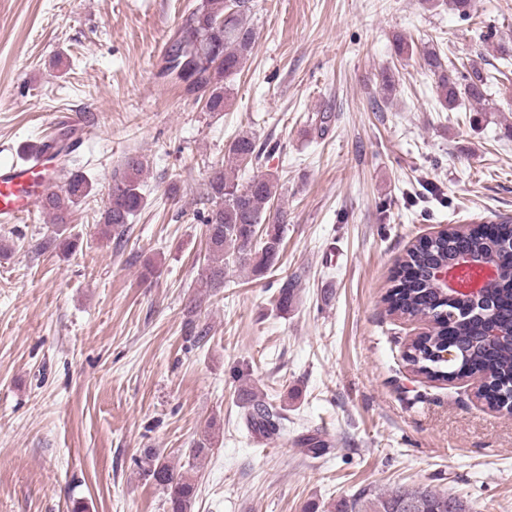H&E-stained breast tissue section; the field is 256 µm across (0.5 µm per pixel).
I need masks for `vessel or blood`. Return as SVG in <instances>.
I'll list each match as a JSON object with an SVG mask.
<instances>
[{
    "instance_id": "b4317fda",
    "label": "vessel or blood",
    "mask_w": 512,
    "mask_h": 512,
    "mask_svg": "<svg viewBox=\"0 0 512 512\" xmlns=\"http://www.w3.org/2000/svg\"><path fill=\"white\" fill-rule=\"evenodd\" d=\"M59 173L49 152L41 150L23 164L0 163V222L12 223L31 213Z\"/></svg>"
}]
</instances>
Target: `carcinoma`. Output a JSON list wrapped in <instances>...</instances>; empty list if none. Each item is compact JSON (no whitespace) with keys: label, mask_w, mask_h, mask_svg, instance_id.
Instances as JSON below:
<instances>
[{"label":"carcinoma","mask_w":512,"mask_h":512,"mask_svg":"<svg viewBox=\"0 0 512 512\" xmlns=\"http://www.w3.org/2000/svg\"><path fill=\"white\" fill-rule=\"evenodd\" d=\"M251 10L252 0H199L168 40V50L176 42L203 57L204 64L196 70V80L192 86L183 87V91L206 98L209 112L224 111L229 96L227 82L252 53L255 31L247 22ZM497 52L506 70L496 67L490 72L473 59L460 58L454 62L434 47L424 49V66L437 77V99L443 109L451 112L467 103L475 112L487 111L492 88L512 73L507 70L512 65V45L500 44ZM66 136L61 131L44 144L46 149L55 150L53 157L63 156V171L76 166L69 153L62 152ZM264 148L256 137L243 133L232 141L224 159L211 166L207 184L210 206L200 215L208 253V263L198 278L202 297L211 289L224 286V265L228 258L254 276L264 275L278 262L285 214L281 210L270 212L271 201L278 191L277 177L267 173L246 184L236 182L234 177L237 168L259 161ZM143 172L144 163L131 157L123 172L113 177L111 193L101 214L103 235H124L128 224L144 207ZM92 189L91 180L77 170L70 173L63 187L47 195L40 207L51 216V233L37 249L52 246L64 256L72 253L76 240L69 232L68 217ZM256 224L265 225L264 234L258 239L253 230ZM462 244L475 252L490 253L500 274V287L486 290L483 308L497 333L493 339L476 320L460 317L448 321V310L457 311L460 306L430 280V270L448 263ZM293 293L291 280L284 279L275 297L276 308L288 311ZM390 298L391 311L430 323V330L408 347L406 357L414 371L440 380L452 372L467 375L476 368L483 379L494 385L493 393L484 398L497 408L512 404V217L495 223V233L491 236L471 229L462 236L450 231L421 241L408 251ZM447 348L456 353L451 363L438 356V352ZM242 397L249 406L246 424L250 431L263 436L279 432L277 421L281 414L272 403L246 388L242 389ZM135 464L144 480L167 491L168 512H189L197 490L192 476L175 471L152 448L145 450ZM341 512H471V508L459 497L399 487L380 494L364 489Z\"/></svg>","instance_id":"cac0c4a2"}]
</instances>
